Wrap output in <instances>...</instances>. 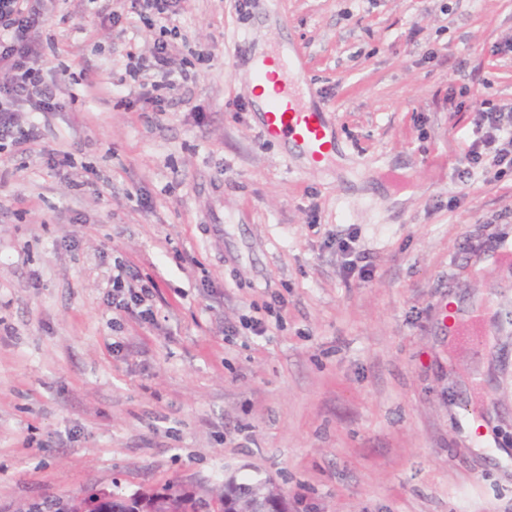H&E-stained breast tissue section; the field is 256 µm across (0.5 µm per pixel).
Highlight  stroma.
Returning <instances> with one entry per match:
<instances>
[{"mask_svg": "<svg viewBox=\"0 0 512 512\" xmlns=\"http://www.w3.org/2000/svg\"><path fill=\"white\" fill-rule=\"evenodd\" d=\"M120 5L52 13L62 108L0 150V512L231 477L288 512H512V171L467 159L473 105L512 103V0H183L160 112L125 70L159 26ZM276 46L319 92L324 165L260 133L250 56ZM118 261L157 282L155 323L113 313Z\"/></svg>", "mask_w": 512, "mask_h": 512, "instance_id": "obj_1", "label": "stroma"}]
</instances>
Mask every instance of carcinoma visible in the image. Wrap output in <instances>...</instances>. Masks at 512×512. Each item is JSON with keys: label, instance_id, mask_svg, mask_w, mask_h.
<instances>
[{"label": "carcinoma", "instance_id": "cac0c4a2", "mask_svg": "<svg viewBox=\"0 0 512 512\" xmlns=\"http://www.w3.org/2000/svg\"><path fill=\"white\" fill-rule=\"evenodd\" d=\"M253 486L249 481L238 482L233 478L224 482V489L201 494L187 491L175 484L167 483L161 488L137 492L126 496L119 490L106 489L97 494H88L94 499H105L108 512H243L247 506L240 503L243 495ZM262 505L264 512H288L283 497L270 489ZM86 499L79 496L68 498L45 497L21 504L16 512H81Z\"/></svg>", "mask_w": 512, "mask_h": 512}]
</instances>
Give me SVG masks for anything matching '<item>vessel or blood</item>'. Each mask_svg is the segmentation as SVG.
Returning <instances> with one entry per match:
<instances>
[{"label": "vessel or blood", "instance_id": "b4317fda", "mask_svg": "<svg viewBox=\"0 0 512 512\" xmlns=\"http://www.w3.org/2000/svg\"><path fill=\"white\" fill-rule=\"evenodd\" d=\"M253 74L255 81L272 85L261 114L269 139L291 141L314 161L333 153L334 141L325 115L313 105L318 92L309 84L300 57L260 56L254 61Z\"/></svg>", "mask_w": 512, "mask_h": 512}]
</instances>
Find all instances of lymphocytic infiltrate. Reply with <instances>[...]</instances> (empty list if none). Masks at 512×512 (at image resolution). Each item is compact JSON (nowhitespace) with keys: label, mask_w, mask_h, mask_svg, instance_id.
Segmentation results:
<instances>
[{"label":"lymphocytic infiltrate","mask_w":512,"mask_h":512,"mask_svg":"<svg viewBox=\"0 0 512 512\" xmlns=\"http://www.w3.org/2000/svg\"><path fill=\"white\" fill-rule=\"evenodd\" d=\"M56 0H0V147L20 146L27 135L17 134L18 112H56L62 107L39 65V34L47 25ZM181 0H130L132 13H151L161 19L159 35L149 55L128 52L126 71L138 82V98L155 105L165 103L187 73L176 54L168 22L179 12ZM474 125L481 135L469 150V162L491 161L512 170V106L476 112ZM157 284L137 276L112 278L113 310L143 320H153L150 300Z\"/></svg>","instance_id":"1"}]
</instances>
